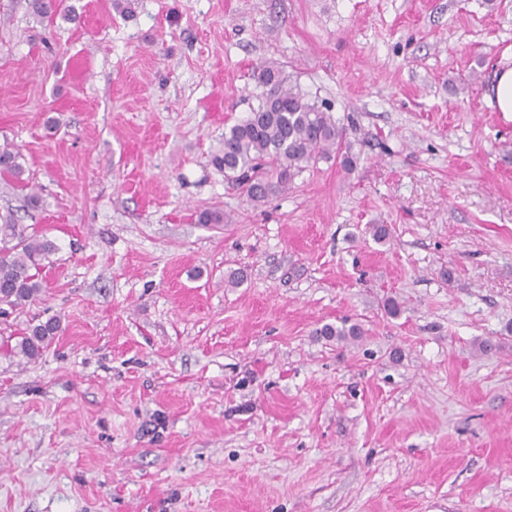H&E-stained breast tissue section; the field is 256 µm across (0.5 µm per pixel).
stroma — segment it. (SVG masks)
<instances>
[{
    "label": "stroma",
    "instance_id": "35a3bbf8",
    "mask_svg": "<svg viewBox=\"0 0 512 512\" xmlns=\"http://www.w3.org/2000/svg\"><path fill=\"white\" fill-rule=\"evenodd\" d=\"M63 4L0 0V214L60 247L0 339L61 321L0 357V512H512V0ZM268 59L357 162L254 205L212 157ZM487 97L495 111L512 115V67L494 72ZM19 153L8 146L0 148V171L10 175L16 182L24 183V169L18 162ZM60 330V321L49 319L46 322L34 325L23 336H18L19 340L14 346H9V340L1 345L0 350L5 356H19L31 360L41 355L48 343L57 335Z\"/></svg>",
    "mask_w": 512,
    "mask_h": 512
}]
</instances>
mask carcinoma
Masks as SVG:
<instances>
[{
	"label": "carcinoma",
	"mask_w": 512,
	"mask_h": 512,
	"mask_svg": "<svg viewBox=\"0 0 512 512\" xmlns=\"http://www.w3.org/2000/svg\"><path fill=\"white\" fill-rule=\"evenodd\" d=\"M62 0H29L32 16L42 21L62 13ZM253 79L259 93L248 116L224 132V146L213 156L224 170V180L249 202L283 194L307 167L336 157L353 169L356 158L340 125L318 97L305 91L280 63L268 60L255 67ZM19 153L0 148V171L24 182ZM60 246L34 224H18L12 216L0 217V306L20 309L36 300L44 288L42 270ZM60 330L49 319L30 329L15 345L0 347L6 356L29 360L41 355ZM319 334L338 341L361 335L356 326H323Z\"/></svg>",
	"instance_id": "cac0c4a2"
}]
</instances>
